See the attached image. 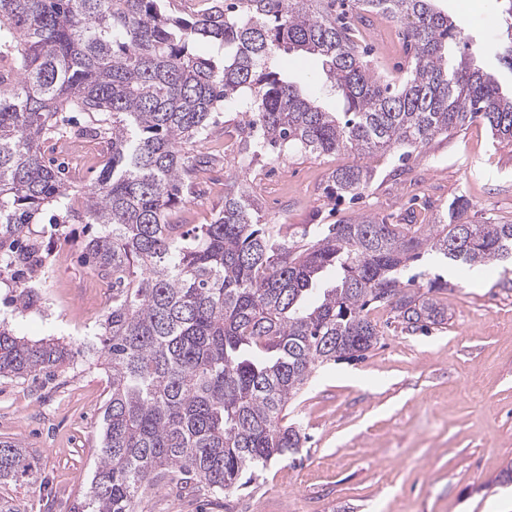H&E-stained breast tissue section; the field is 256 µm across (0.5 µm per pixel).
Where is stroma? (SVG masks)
I'll return each instance as SVG.
<instances>
[{
  "label": "stroma",
  "instance_id": "1",
  "mask_svg": "<svg viewBox=\"0 0 512 512\" xmlns=\"http://www.w3.org/2000/svg\"><path fill=\"white\" fill-rule=\"evenodd\" d=\"M441 10L469 20V46L451 45L512 91L503 65L502 19L497 0H438ZM402 25L387 19L365 37L378 72L397 76L404 64ZM278 61L319 103L335 110L340 97L323 85L320 63L279 51ZM239 104L223 107L206 144L213 154L212 183L202 206L186 200L180 223L205 224L224 204V182L240 173L239 154L225 150L224 132L244 119ZM357 155L317 156L294 150L261 158L271 186L259 199L267 224H335L372 215L400 224L433 223L457 197L470 203L475 224H512V144L492 138L474 122L436 137L409 160L398 152L366 163L375 177L359 199L327 190L330 173ZM52 213L33 224L52 280L42 285L43 309L14 319L16 331L39 339L79 342L78 329L104 317L105 281L84 260L87 230L53 228ZM414 285L440 280L446 327L411 333L389 308L369 317L380 331L359 360L319 367L288 405L286 419L307 437L295 460H279L247 486L212 494L197 486L175 494L156 490L143 512H512V483L496 478L512 462V271L494 263L470 274L430 253L406 270ZM96 368L75 366L52 380L0 379V440L26 448L37 466L34 482L0 487L19 512H64L80 496L99 445L107 398Z\"/></svg>",
  "mask_w": 512,
  "mask_h": 512
}]
</instances>
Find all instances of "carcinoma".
Masks as SVG:
<instances>
[{"instance_id": "obj_1", "label": "carcinoma", "mask_w": 512, "mask_h": 512, "mask_svg": "<svg viewBox=\"0 0 512 512\" xmlns=\"http://www.w3.org/2000/svg\"><path fill=\"white\" fill-rule=\"evenodd\" d=\"M163 0H0V280L29 252H2L48 209L63 224L98 226L84 251L112 280V306L91 346L31 340L0 320V379L54 377L82 356L104 366L109 386L100 445L84 494L68 512H137L162 483L192 479L211 492L249 484L306 437L285 410L331 361L362 359L379 340L368 308H390L413 331L448 323L431 286L400 274L431 251L469 268L512 259V224H471L458 197L433 224L361 216L297 233L263 224L251 183H224V206L207 224L170 220L210 160V117L248 98L237 129L253 164L268 148L371 157L484 122L512 144V96L471 62L448 66L461 21L434 0H355L348 22L335 0H213L188 13ZM509 45L502 60L512 68ZM368 14L405 25V76L373 71L357 34ZM215 45L218 53L202 52ZM317 57L344 109L327 112L274 57ZM109 143L97 182L68 183L44 160L49 136L70 134L72 114ZM374 171L333 170L332 195L356 196ZM334 275L322 286V274ZM16 307L40 302L15 283ZM34 476L26 450L0 440V485Z\"/></svg>"}]
</instances>
